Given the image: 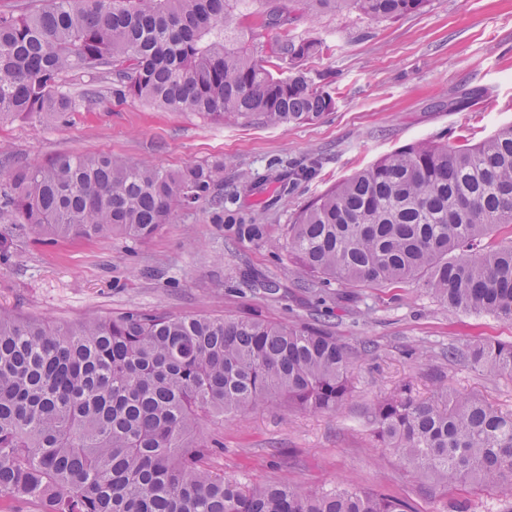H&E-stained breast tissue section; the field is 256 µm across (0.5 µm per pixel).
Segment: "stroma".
Returning <instances> with one entry per match:
<instances>
[{"label": "stroma", "mask_w": 512, "mask_h": 512, "mask_svg": "<svg viewBox=\"0 0 512 512\" xmlns=\"http://www.w3.org/2000/svg\"><path fill=\"white\" fill-rule=\"evenodd\" d=\"M296 33L331 45L309 59L337 97L323 119L268 126L172 112L112 95L110 76L74 69L64 91L97 100L66 124L0 123V173L45 166L68 153L112 155L168 171L220 162L218 200L179 211L151 238L119 234L52 239L1 224L11 257L0 261V307L75 324L130 310L235 317L259 313L330 332L353 360L351 392L332 414L285 406L204 422L224 444L210 467L252 484L285 478L309 489L341 484L409 502L414 512H512V494L474 483H420L376 448L367 409L410 389H450L512 412V376L492 377L468 352L512 343V323L448 311L421 285L399 288L312 282L274 243L317 196L381 157L428 141L474 144L512 123V0H429L414 15L376 22L350 12L303 14L284 0ZM271 280L277 294L257 283Z\"/></svg>", "instance_id": "1"}]
</instances>
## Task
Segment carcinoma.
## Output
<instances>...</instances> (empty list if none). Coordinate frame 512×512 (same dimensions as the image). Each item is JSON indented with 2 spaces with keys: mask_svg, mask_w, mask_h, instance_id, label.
Listing matches in <instances>:
<instances>
[{
  "mask_svg": "<svg viewBox=\"0 0 512 512\" xmlns=\"http://www.w3.org/2000/svg\"><path fill=\"white\" fill-rule=\"evenodd\" d=\"M428 0H301L392 21ZM278 31L273 52L241 40L243 20ZM288 31L278 0H47L0 14V122L64 123L92 98L61 90L72 69L112 74L119 99L216 120L310 123L335 92L300 62L328 52ZM224 166L163 170L110 155L62 154L0 174V222L89 239L153 236L180 210L214 198ZM512 226V123L470 146L417 142L327 189L288 225L285 248L321 283L419 280L452 312L512 323V244L479 248ZM471 363L512 375V344L478 342ZM352 362L327 332L257 314L235 318L132 310L53 324L0 308V497L44 512H406L398 500L294 480L268 485L209 469L212 414L280 400L331 414L350 393ZM376 447L442 487L512 485V413L440 386L371 410Z\"/></svg>",
  "mask_w": 512,
  "mask_h": 512,
  "instance_id": "cac0c4a2",
  "label": "carcinoma"
}]
</instances>
